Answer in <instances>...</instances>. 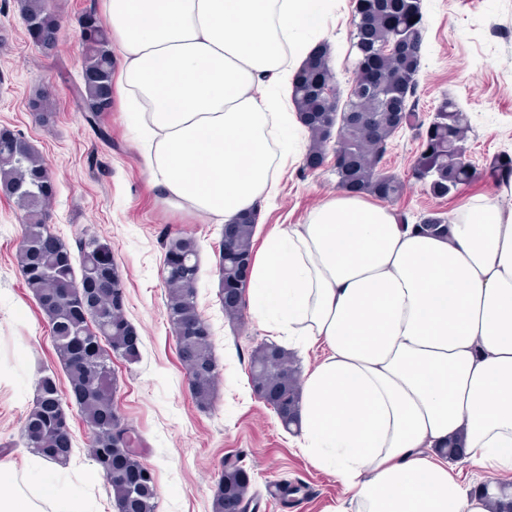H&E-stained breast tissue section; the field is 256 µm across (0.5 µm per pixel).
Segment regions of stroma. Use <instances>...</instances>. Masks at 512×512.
I'll return each instance as SVG.
<instances>
[{
    "label": "stroma",
    "mask_w": 512,
    "mask_h": 512,
    "mask_svg": "<svg viewBox=\"0 0 512 512\" xmlns=\"http://www.w3.org/2000/svg\"><path fill=\"white\" fill-rule=\"evenodd\" d=\"M61 24L58 46L44 52L31 41L15 0H0V128L20 133L37 149L56 183L48 212L51 230L69 248L79 238L107 243L125 292L124 314L140 338V358L114 359L115 403L143 440L142 461L154 475L157 512H211L226 456L244 454L253 472L255 512H331L348 499L339 478L315 465L296 445V432L281 425L273 409L254 396L249 355L270 336L251 310L242 323L229 321L219 297L218 251L221 225L169 209L154 190L141 150L120 102L100 124L87 121L75 105L71 86L79 81L83 55L79 19L100 0H49ZM356 0H332L323 30L312 40L329 46L340 97L355 77L352 46ZM422 63L418 74L419 112L431 117L442 96L456 100L470 129L467 158L482 175L445 198L412 182L420 153L414 131L393 139L383 165L408 180L393 201L409 222L427 211L443 214L466 207L479 196L496 200L499 185L484 171L497 155H512V0H422ZM48 92L50 118L32 110L30 99ZM109 138H101L100 129ZM332 158L308 171L303 157H288L277 177V195L261 209L255 234L307 223L311 212L337 190ZM22 234L20 212L0 195V458L26 471L34 456L21 433L38 380L54 374L63 405L73 419V447L64 467L66 488L94 502L98 512H117L99 477L82 421L56 356L47 320L17 264ZM193 237L198 247V309L212 334L218 372L210 407L195 403L189 378L177 355L175 332L165 311L163 242ZM96 480H88V473ZM301 487L282 501L276 485Z\"/></svg>",
    "instance_id": "stroma-1"
}]
</instances>
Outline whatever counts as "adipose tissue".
<instances>
[{
	"label": "adipose tissue",
	"instance_id": "ef3b65f1",
	"mask_svg": "<svg viewBox=\"0 0 512 512\" xmlns=\"http://www.w3.org/2000/svg\"><path fill=\"white\" fill-rule=\"evenodd\" d=\"M325 4L101 0L113 88L166 205L230 224L271 197ZM248 299L270 335L327 350L303 375L300 444L351 490L339 512H493L441 450L512 478V207L478 199L434 237L338 191L265 235ZM0 487V512H94L53 473L21 486L8 459Z\"/></svg>",
	"mask_w": 512,
	"mask_h": 512
}]
</instances>
